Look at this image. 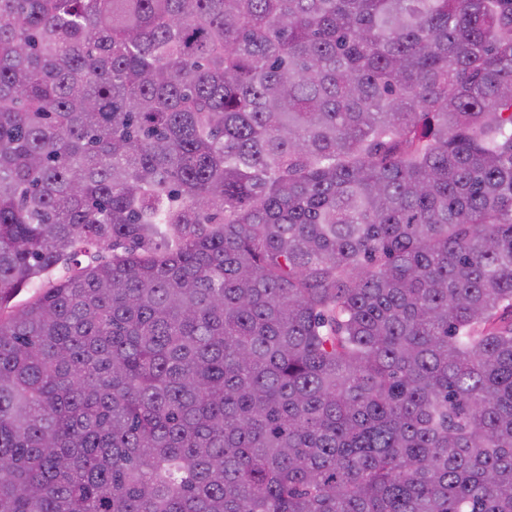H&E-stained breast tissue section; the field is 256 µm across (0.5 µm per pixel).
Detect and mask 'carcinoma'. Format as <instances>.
Here are the masks:
<instances>
[{
    "instance_id": "cac0c4a2",
    "label": "carcinoma",
    "mask_w": 512,
    "mask_h": 512,
    "mask_svg": "<svg viewBox=\"0 0 512 512\" xmlns=\"http://www.w3.org/2000/svg\"><path fill=\"white\" fill-rule=\"evenodd\" d=\"M0 512H512V0H0Z\"/></svg>"
}]
</instances>
